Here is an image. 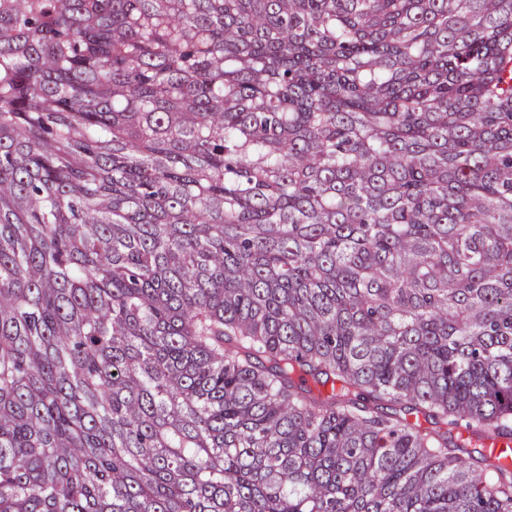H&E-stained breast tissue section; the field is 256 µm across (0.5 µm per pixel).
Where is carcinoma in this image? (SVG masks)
I'll use <instances>...</instances> for the list:
<instances>
[{
  "label": "carcinoma",
  "mask_w": 512,
  "mask_h": 512,
  "mask_svg": "<svg viewBox=\"0 0 512 512\" xmlns=\"http://www.w3.org/2000/svg\"><path fill=\"white\" fill-rule=\"evenodd\" d=\"M512 0H0V512H512Z\"/></svg>",
  "instance_id": "1"
}]
</instances>
